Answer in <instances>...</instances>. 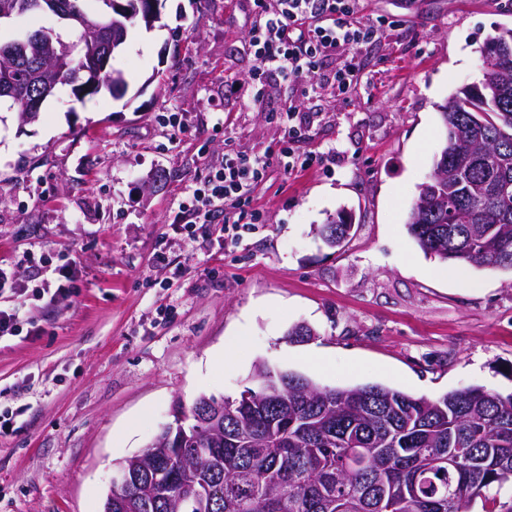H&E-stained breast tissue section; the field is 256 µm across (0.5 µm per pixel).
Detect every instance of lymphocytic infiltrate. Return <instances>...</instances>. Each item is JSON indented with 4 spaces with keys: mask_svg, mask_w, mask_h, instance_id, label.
<instances>
[{
    "mask_svg": "<svg viewBox=\"0 0 512 512\" xmlns=\"http://www.w3.org/2000/svg\"><path fill=\"white\" fill-rule=\"evenodd\" d=\"M358 0H254L256 19L248 34L255 60L251 79L266 82L276 75L299 83L326 76L341 94L361 81L358 51L378 39L388 27L385 17L363 22L357 18ZM289 123L274 158H251L225 145L223 159L179 203L175 223L184 230L197 224L222 221L225 230L240 231L257 223L250 189L262 181L271 160L285 171L307 169L328 162L327 154L295 157L291 145L301 136L294 106H286Z\"/></svg>",
    "mask_w": 512,
    "mask_h": 512,
    "instance_id": "obj_1",
    "label": "lymphocytic infiltrate"
}]
</instances>
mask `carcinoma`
Here are the masks:
<instances>
[{"mask_svg":"<svg viewBox=\"0 0 512 512\" xmlns=\"http://www.w3.org/2000/svg\"><path fill=\"white\" fill-rule=\"evenodd\" d=\"M31 0H0L12 20L0 22V78L9 71L16 96L9 109L23 114L22 100L47 83L69 85L82 102L102 89L121 97L124 72L112 65L96 76L81 66L84 50L115 30L120 46L137 25L161 22L151 0L120 13L111 0H65L70 8L98 20L96 33L79 26L53 31L49 39L17 59L11 49L24 35L11 31L20 17H35ZM484 78L456 91L441 106L446 131L432 174L420 186L408 217V232L419 248L451 266L512 271V27L503 26L483 45ZM353 229L344 211L327 219L319 235L344 242ZM252 380L278 394L253 402L201 395L178 407L142 452L153 455L171 428L183 422L187 448L207 449L194 467L180 460L158 467L138 512H198L175 506L167 494L178 470L206 497L209 512H512V394L482 386L450 391L436 399L413 397L381 384L325 388L290 370L258 364ZM224 405V416L200 421L197 405ZM469 457L455 467L450 460Z\"/></svg>","mask_w":512,"mask_h":512,"instance_id":"obj_1","label":"carcinoma"}]
</instances>
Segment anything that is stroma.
<instances>
[{"label":"stroma","mask_w":512,"mask_h":512,"mask_svg":"<svg viewBox=\"0 0 512 512\" xmlns=\"http://www.w3.org/2000/svg\"><path fill=\"white\" fill-rule=\"evenodd\" d=\"M254 14L252 0H163L161 26L132 29L113 60L123 97L80 104L65 86L36 122L0 112V266L19 285L0 307L22 310L0 338V512H103L117 463L175 402L239 398L260 362L330 388L512 393V272L449 269L406 226L444 140L440 107L481 82L512 0H361L360 20L399 26L360 50L362 82L341 96L253 84ZM290 103L295 154L335 150L329 166L272 164L251 193L261 219L239 235L174 226L225 143L277 147ZM341 210L352 237L331 248L317 230ZM64 263L69 293L38 296ZM298 324L314 336L289 340Z\"/></svg>","instance_id":"obj_1"}]
</instances>
